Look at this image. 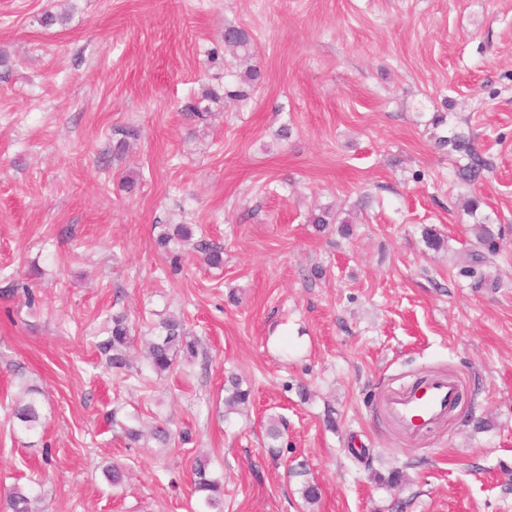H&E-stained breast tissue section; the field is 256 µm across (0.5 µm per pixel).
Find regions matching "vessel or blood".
<instances>
[{
  "label": "vessel or blood",
  "mask_w": 512,
  "mask_h": 512,
  "mask_svg": "<svg viewBox=\"0 0 512 512\" xmlns=\"http://www.w3.org/2000/svg\"><path fill=\"white\" fill-rule=\"evenodd\" d=\"M458 384L436 376L390 392L385 399L389 417L407 434L414 435L439 422L455 405Z\"/></svg>",
  "instance_id": "obj_1"
}]
</instances>
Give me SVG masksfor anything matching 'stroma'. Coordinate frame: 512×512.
<instances>
[{
    "instance_id": "obj_1",
    "label": "stroma",
    "mask_w": 512,
    "mask_h": 512,
    "mask_svg": "<svg viewBox=\"0 0 512 512\" xmlns=\"http://www.w3.org/2000/svg\"><path fill=\"white\" fill-rule=\"evenodd\" d=\"M230 24L261 83L194 120L184 104L239 69ZM325 207L350 234L311 224ZM179 224L223 266L180 243L172 270L158 239ZM118 311L138 340L120 372L98 347ZM169 316L199 355L159 377L142 344ZM435 374L457 406L407 435L383 397ZM233 377L251 402L229 414ZM29 387L35 434L11 411ZM202 457L224 512H512V0H0V490L189 512Z\"/></svg>"
}]
</instances>
